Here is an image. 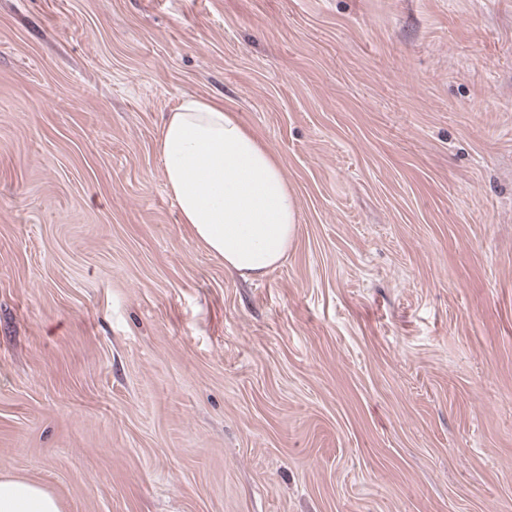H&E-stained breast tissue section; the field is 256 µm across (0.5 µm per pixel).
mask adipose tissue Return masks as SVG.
I'll list each match as a JSON object with an SVG mask.
<instances>
[{
  "instance_id": "obj_1",
  "label": "adipose tissue",
  "mask_w": 512,
  "mask_h": 512,
  "mask_svg": "<svg viewBox=\"0 0 512 512\" xmlns=\"http://www.w3.org/2000/svg\"><path fill=\"white\" fill-rule=\"evenodd\" d=\"M157 151L181 223L227 271L258 279L287 258L296 197L274 151L223 101L183 98L162 118ZM0 512H61V504L39 484L0 476Z\"/></svg>"
}]
</instances>
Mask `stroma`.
<instances>
[{
    "instance_id": "obj_1",
    "label": "stroma",
    "mask_w": 512,
    "mask_h": 512,
    "mask_svg": "<svg viewBox=\"0 0 512 512\" xmlns=\"http://www.w3.org/2000/svg\"><path fill=\"white\" fill-rule=\"evenodd\" d=\"M188 96L297 197L262 278L167 192ZM0 473L62 512H512V0H0Z\"/></svg>"
}]
</instances>
